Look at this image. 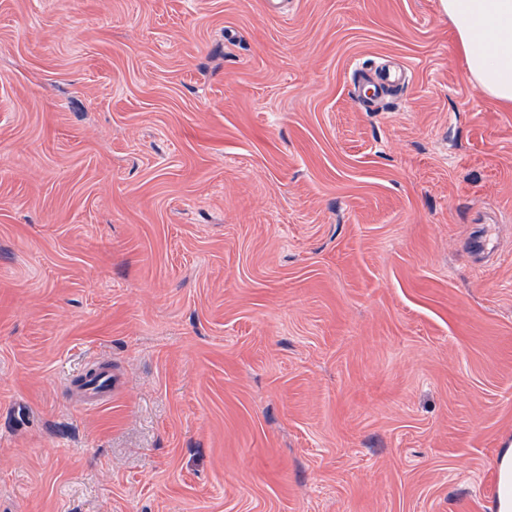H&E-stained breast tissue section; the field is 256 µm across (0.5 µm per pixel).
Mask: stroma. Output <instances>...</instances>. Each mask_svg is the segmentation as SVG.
<instances>
[{
    "instance_id": "stroma-1",
    "label": "stroma",
    "mask_w": 512,
    "mask_h": 512,
    "mask_svg": "<svg viewBox=\"0 0 512 512\" xmlns=\"http://www.w3.org/2000/svg\"><path fill=\"white\" fill-rule=\"evenodd\" d=\"M511 445L512 110L440 0H0V512H489ZM403 73L398 74L388 64H381L374 69L359 71L355 90L358 98L366 104L381 98L389 89L397 90L405 86ZM94 377V381H91V378H87L81 385V404L102 403L112 393V372L109 368L102 367L95 370Z\"/></svg>"
}]
</instances>
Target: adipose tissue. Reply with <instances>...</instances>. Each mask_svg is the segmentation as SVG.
I'll list each match as a JSON object with an SVG mask.
<instances>
[{
    "mask_svg": "<svg viewBox=\"0 0 512 512\" xmlns=\"http://www.w3.org/2000/svg\"><path fill=\"white\" fill-rule=\"evenodd\" d=\"M442 7L475 86L512 108V0H442Z\"/></svg>",
    "mask_w": 512,
    "mask_h": 512,
    "instance_id": "adipose-tissue-1",
    "label": "adipose tissue"
}]
</instances>
